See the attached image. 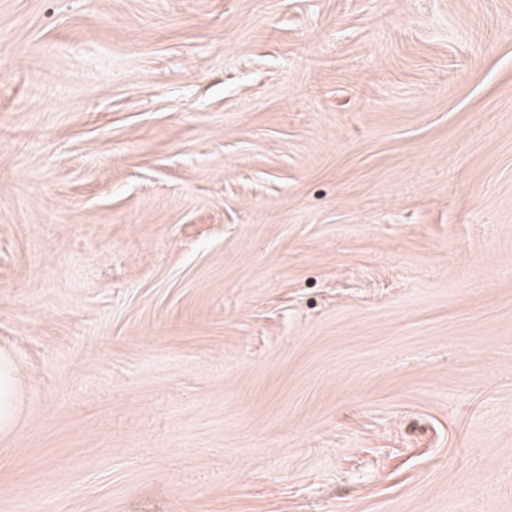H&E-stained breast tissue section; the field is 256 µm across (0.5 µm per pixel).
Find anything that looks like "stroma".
Returning a JSON list of instances; mask_svg holds the SVG:
<instances>
[{"instance_id":"35a3bbf8","label":"stroma","mask_w":512,"mask_h":512,"mask_svg":"<svg viewBox=\"0 0 512 512\" xmlns=\"http://www.w3.org/2000/svg\"><path fill=\"white\" fill-rule=\"evenodd\" d=\"M0 512H512V0H0ZM16 374L12 364L0 358V428L8 427L16 410Z\"/></svg>"}]
</instances>
